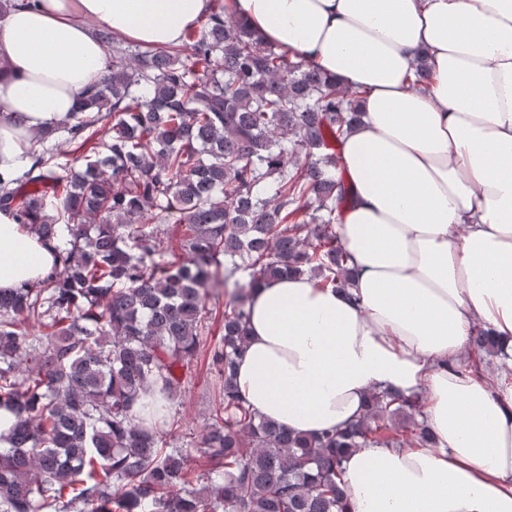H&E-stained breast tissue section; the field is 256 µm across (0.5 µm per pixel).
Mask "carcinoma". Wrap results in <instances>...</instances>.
<instances>
[{
	"instance_id": "obj_1",
	"label": "carcinoma",
	"mask_w": 512,
	"mask_h": 512,
	"mask_svg": "<svg viewBox=\"0 0 512 512\" xmlns=\"http://www.w3.org/2000/svg\"><path fill=\"white\" fill-rule=\"evenodd\" d=\"M179 45L97 31L111 61L64 124L83 154L58 172V130L0 179V211L56 243L41 282L0 290V512H346L355 448L437 445L420 401L374 390L342 429L294 434L259 417L235 367L247 305L266 280L308 273L351 295L336 221L352 199L336 178L360 92L225 15L224 0ZM179 253L158 259L165 227ZM233 283L211 347L220 400L191 472L167 426L141 418L181 392L206 334L209 297ZM472 347L508 357L477 330Z\"/></svg>"
}]
</instances>
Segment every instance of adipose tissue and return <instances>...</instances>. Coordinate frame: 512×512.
Returning a JSON list of instances; mask_svg holds the SVG:
<instances>
[{
  "mask_svg": "<svg viewBox=\"0 0 512 512\" xmlns=\"http://www.w3.org/2000/svg\"><path fill=\"white\" fill-rule=\"evenodd\" d=\"M211 0H39L0 21V175L75 122L103 74L99 25L178 44ZM264 41L364 90L338 174L352 295L308 276L261 283L236 381L250 407L316 435L379 386L422 394L437 447L343 463L349 512H512V385L463 365L475 327L512 346V0H224ZM425 54L432 79L413 82ZM55 247L0 212V288L32 285Z\"/></svg>",
  "mask_w": 512,
  "mask_h": 512,
  "instance_id": "adipose-tissue-1",
  "label": "adipose tissue"
}]
</instances>
